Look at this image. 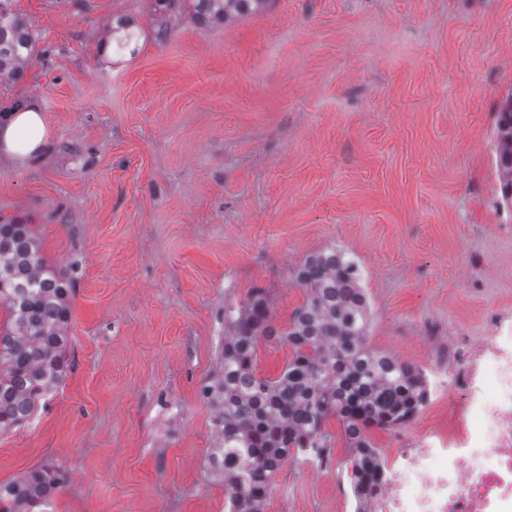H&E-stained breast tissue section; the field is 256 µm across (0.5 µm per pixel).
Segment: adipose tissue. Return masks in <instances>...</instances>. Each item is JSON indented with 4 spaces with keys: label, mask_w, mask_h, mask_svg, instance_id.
<instances>
[{
    "label": "adipose tissue",
    "mask_w": 512,
    "mask_h": 512,
    "mask_svg": "<svg viewBox=\"0 0 512 512\" xmlns=\"http://www.w3.org/2000/svg\"><path fill=\"white\" fill-rule=\"evenodd\" d=\"M46 140V125L37 107L8 113L0 120V155L14 164H23Z\"/></svg>",
    "instance_id": "adipose-tissue-1"
}]
</instances>
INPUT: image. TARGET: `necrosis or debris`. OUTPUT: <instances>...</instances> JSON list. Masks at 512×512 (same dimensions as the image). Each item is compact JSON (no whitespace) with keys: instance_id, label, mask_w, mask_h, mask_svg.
I'll list each match as a JSON object with an SVG mask.
<instances>
[{"instance_id":"4bbe7bcc","label":"necrosis or debris","mask_w":512,"mask_h":512,"mask_svg":"<svg viewBox=\"0 0 512 512\" xmlns=\"http://www.w3.org/2000/svg\"><path fill=\"white\" fill-rule=\"evenodd\" d=\"M482 321L478 335L428 323L430 397L447 396L451 423L393 427L353 512H512V310L486 304Z\"/></svg>"}]
</instances>
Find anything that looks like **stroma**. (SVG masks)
<instances>
[{"mask_svg":"<svg viewBox=\"0 0 512 512\" xmlns=\"http://www.w3.org/2000/svg\"><path fill=\"white\" fill-rule=\"evenodd\" d=\"M33 23L0 113L37 104L45 147L0 162V217L72 270L73 369L0 435V484L58 467L50 512H225L200 388L224 305L266 289L277 325L311 251L347 250L371 347L422 365L427 322L512 309V208L494 119L512 94V0H269L215 27L153 0H15ZM145 37L99 48L113 17ZM167 24L164 41L152 33ZM269 501L343 512L336 476L282 467Z\"/></svg>","mask_w":512,"mask_h":512,"instance_id":"1","label":"stroma"}]
</instances>
